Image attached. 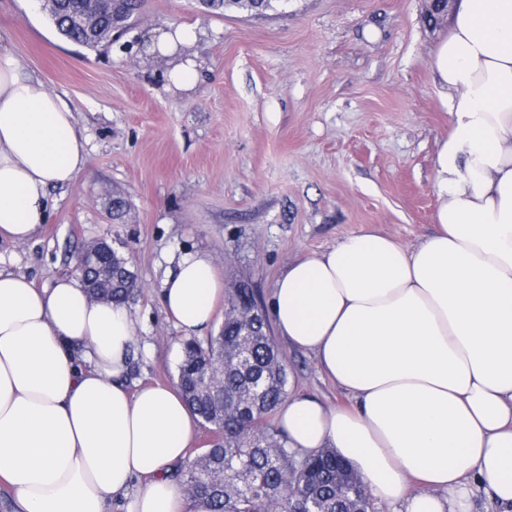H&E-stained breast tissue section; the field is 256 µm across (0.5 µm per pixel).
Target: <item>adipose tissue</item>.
<instances>
[{
  "instance_id": "1",
  "label": "adipose tissue",
  "mask_w": 512,
  "mask_h": 512,
  "mask_svg": "<svg viewBox=\"0 0 512 512\" xmlns=\"http://www.w3.org/2000/svg\"><path fill=\"white\" fill-rule=\"evenodd\" d=\"M192 27L149 40L167 88L193 90ZM433 68L448 99L436 158L434 233L406 247L345 237L290 262L269 303L276 332L312 354L352 403L292 393L288 445L331 448L394 512H471L484 485L512 512V0H459ZM73 112L0 52V238L31 240L50 187L89 167ZM186 335L224 294L211 257L189 253L161 284ZM137 322L91 301L79 276L35 287L0 270V480L16 512H211L169 476L198 424L177 387L123 379ZM142 488L131 492L134 479Z\"/></svg>"
}]
</instances>
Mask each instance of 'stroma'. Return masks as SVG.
<instances>
[{
  "instance_id": "1",
  "label": "stroma",
  "mask_w": 512,
  "mask_h": 512,
  "mask_svg": "<svg viewBox=\"0 0 512 512\" xmlns=\"http://www.w3.org/2000/svg\"><path fill=\"white\" fill-rule=\"evenodd\" d=\"M426 7L288 0L254 16L145 0L120 43L89 49L61 37L40 0H0V50L68 102L90 154L87 171L49 189L36 238L0 242V267L42 288L73 275L84 243L104 238L130 258L134 390L175 381L184 335L160 286L182 254H210L225 291L246 283L266 304L290 261L348 235L419 244L436 229L435 163L449 126L432 67L449 23L427 26ZM171 24L197 33L188 52L204 73L188 95L167 90L162 61L132 47ZM275 343L289 392L349 404L313 355Z\"/></svg>"
}]
</instances>
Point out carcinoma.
Segmentation results:
<instances>
[{
	"mask_svg": "<svg viewBox=\"0 0 512 512\" xmlns=\"http://www.w3.org/2000/svg\"><path fill=\"white\" fill-rule=\"evenodd\" d=\"M280 0H200L211 12L263 14ZM145 0H57L48 16L60 36L95 49L112 43V16L132 27ZM110 279L103 298L126 302L136 280L126 274L130 261L113 253L107 262ZM248 289L236 288L227 298L224 323L205 342L183 343L176 364L177 386L210 431L223 440L202 448L174 469L172 476L192 498H206L212 512H374L367 486L349 472L331 448L300 452L288 447L275 413L287 399L284 358L270 334L269 323L246 321ZM241 347L247 363L224 360V348ZM300 492L288 496V476Z\"/></svg>",
	"mask_w": 512,
	"mask_h": 512,
	"instance_id": "1",
	"label": "carcinoma"
}]
</instances>
